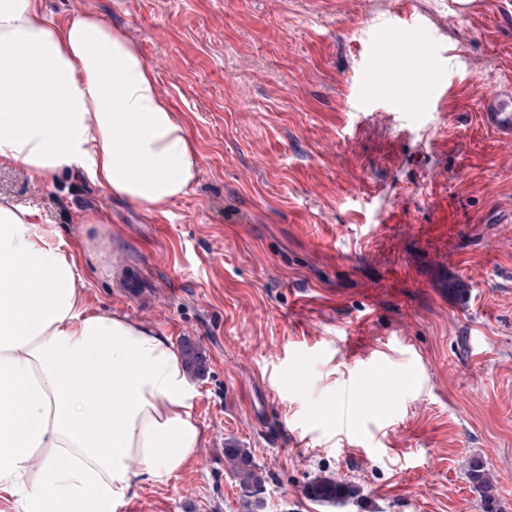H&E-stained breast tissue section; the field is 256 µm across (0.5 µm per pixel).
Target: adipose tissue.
I'll return each mask as SVG.
<instances>
[{
  "label": "adipose tissue",
  "mask_w": 512,
  "mask_h": 512,
  "mask_svg": "<svg viewBox=\"0 0 512 512\" xmlns=\"http://www.w3.org/2000/svg\"><path fill=\"white\" fill-rule=\"evenodd\" d=\"M0 166L75 173L162 212L198 160L123 29L0 0ZM194 399L168 338L89 309L62 237L1 198L0 494L22 512H116L136 481L168 483L196 456Z\"/></svg>",
  "instance_id": "ef3b65f1"
}]
</instances>
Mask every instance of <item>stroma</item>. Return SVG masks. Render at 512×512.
<instances>
[{
  "mask_svg": "<svg viewBox=\"0 0 512 512\" xmlns=\"http://www.w3.org/2000/svg\"><path fill=\"white\" fill-rule=\"evenodd\" d=\"M45 6L124 27L198 156L163 213L0 168V195L37 207L79 260L89 308L208 357L192 381L196 458L136 483L125 506L240 512L230 442L267 477L263 512H331L303 493L323 471L361 489L342 512H485L474 459L493 512H512V147L470 92L512 85V0L454 22L448 0H415L443 75L464 86L434 112L406 106L426 91L407 57L367 75L359 20L396 25L400 0ZM373 358L395 374L390 403L363 402L339 439L313 411Z\"/></svg>",
  "mask_w": 512,
  "mask_h": 512,
  "instance_id": "35a3bbf8",
  "label": "stroma"
}]
</instances>
